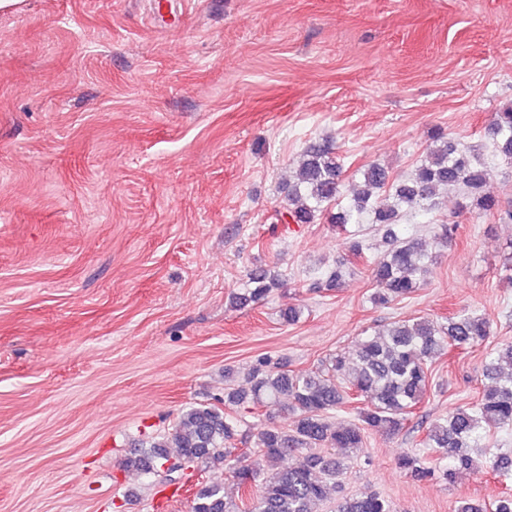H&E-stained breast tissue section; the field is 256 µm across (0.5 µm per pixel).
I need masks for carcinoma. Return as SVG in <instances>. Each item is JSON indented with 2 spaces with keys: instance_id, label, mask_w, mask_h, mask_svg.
Returning <instances> with one entry per match:
<instances>
[{
  "instance_id": "carcinoma-1",
  "label": "carcinoma",
  "mask_w": 512,
  "mask_h": 512,
  "mask_svg": "<svg viewBox=\"0 0 512 512\" xmlns=\"http://www.w3.org/2000/svg\"><path fill=\"white\" fill-rule=\"evenodd\" d=\"M488 140L493 154L512 161V106L495 114ZM342 172L343 164L329 141L309 146L299 162L296 181L288 185L289 206L277 213L276 221L311 224L345 199L347 204L330 215V223L342 228L366 221L378 225L381 252L366 263L374 285L371 301L376 305L416 293L436 263L438 249L453 241L456 225L436 224L430 228L434 248H429L425 240L400 230L405 214L435 207L437 191L448 185L461 186L464 199L485 212L499 209L496 198L485 190L487 173L479 157L441 132L433 136V146L406 180H390L387 168L379 164L368 165L349 182L343 181ZM279 286V276L271 271H252L235 300L241 305L258 303ZM490 334L486 317L461 310L442 322L425 317L394 321L336 354L317 373H289L282 365L261 359L248 386L228 389L224 403L282 407L294 420L289 429L272 422L261 427L255 436L254 458L236 455L229 446L240 422L237 413L199 405L183 411L168 434L149 438L146 451L125 458L124 466L157 475L177 465L222 463L239 485L252 488L251 495L241 494L237 505L225 499L221 485L205 486L196 494L193 512H312L344 473L345 464L333 450L357 455L364 450L368 432H400L426 394L432 360L480 345ZM506 364L512 365L511 344L486 352L482 365L486 383L477 401L437 418L426 432L425 447L448 461L443 479L453 481L461 469L477 470L473 453L478 450L488 456L491 471L512 466L511 457L490 447L491 432L512 426V372L505 370ZM351 400L359 403L357 419L335 425L331 415ZM296 453L294 466L263 474L262 462H278ZM397 467L418 482L436 477V468L420 454L400 457ZM336 512L393 510L384 497L362 490L338 502ZM454 512H512V494L488 503L464 500Z\"/></svg>"
}]
</instances>
